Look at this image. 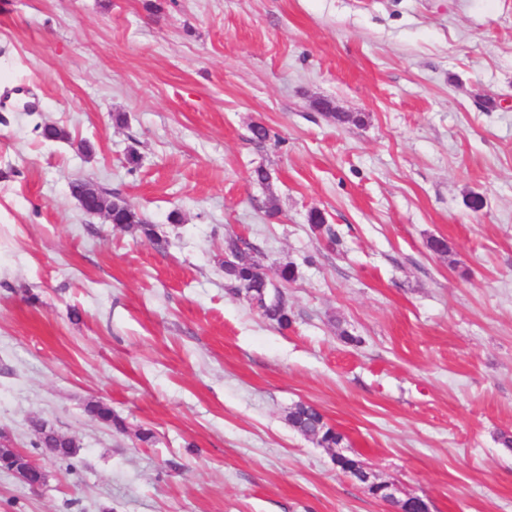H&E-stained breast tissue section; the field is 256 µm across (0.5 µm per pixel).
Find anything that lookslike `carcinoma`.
Here are the masks:
<instances>
[{
	"label": "carcinoma",
	"instance_id": "1",
	"mask_svg": "<svg viewBox=\"0 0 512 512\" xmlns=\"http://www.w3.org/2000/svg\"><path fill=\"white\" fill-rule=\"evenodd\" d=\"M71 194L78 200L82 209L89 214L104 213L112 218V223L134 229L146 238L160 242L155 225L149 223L130 203L119 197H108L103 192H94L77 179L70 185ZM243 239L230 236L225 240V251L235 257L231 265H224L225 274L232 279L237 293L251 295L259 302V311L267 319L276 322L281 329L290 325L288 306L286 301L275 298L270 291L269 282L260 266L247 258L246 252L241 249ZM87 411L109 426L122 427L120 420L112 415L111 409L98 404L90 403ZM288 422L303 435L316 440L323 448H335L343 440V435L329 426L323 415L314 407L305 404L295 406L288 413ZM29 425L37 435L36 445L60 459H67L76 453V444L73 439L65 435H57L49 439L42 437L39 420L32 418ZM0 469L5 471H22L26 463L21 453L13 448L0 447Z\"/></svg>",
	"mask_w": 512,
	"mask_h": 512
}]
</instances>
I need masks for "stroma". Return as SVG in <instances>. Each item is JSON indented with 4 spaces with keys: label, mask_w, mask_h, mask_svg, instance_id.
<instances>
[{
    "label": "stroma",
    "mask_w": 512,
    "mask_h": 512,
    "mask_svg": "<svg viewBox=\"0 0 512 512\" xmlns=\"http://www.w3.org/2000/svg\"><path fill=\"white\" fill-rule=\"evenodd\" d=\"M235 235L296 267L288 329L233 292ZM0 431L46 475L0 470V512H391L336 452L512 512V0H0ZM71 194L78 200L82 209L89 214L105 213L112 218V224H119L139 231L146 238L157 243L160 238L154 224H150L130 203L119 197H108L99 190L98 193L87 188L77 179L70 185ZM288 422L299 432L316 440L323 448H336L343 435L329 426L323 415L313 406L299 404L288 413ZM29 425L37 435L38 442H36V446H39V448H43L60 459L70 458L76 453V444L73 439L59 433H57V436L44 439L39 428V420L36 418L30 419Z\"/></svg>",
    "instance_id": "35a3bbf8"
}]
</instances>
